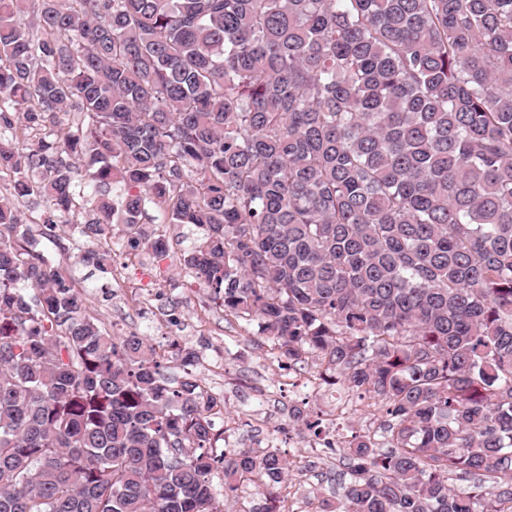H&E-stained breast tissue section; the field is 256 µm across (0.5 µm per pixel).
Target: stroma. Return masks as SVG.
Here are the masks:
<instances>
[{"instance_id":"35a3bbf8","label":"stroma","mask_w":512,"mask_h":512,"mask_svg":"<svg viewBox=\"0 0 512 512\" xmlns=\"http://www.w3.org/2000/svg\"><path fill=\"white\" fill-rule=\"evenodd\" d=\"M153 227L162 235L166 251L161 256L139 252L136 270L165 288L167 300L161 311L129 308L114 284L112 272H95L77 261L75 241L65 238L57 245L43 241L38 248L83 286L91 299L90 314L106 329L147 335L162 353H167L172 341L195 352L197 375L224 398V414L216 418L215 424L230 429L231 448L257 453L271 447L278 449L292 464L282 494L294 512H312L309 491L320 489L327 498L339 493L341 483L348 478L347 461L343 452L325 456L314 448V435L294 423L293 409L313 410L335 420L336 436L343 441L355 434L378 432L384 412L358 400L346 383L311 387V379L321 371L317 356L295 365L273 358L271 344L259 334L256 322L225 315L212 294L182 271L180 258L188 242L181 229L159 219ZM168 311L181 321L173 339L158 327ZM218 351L224 355L220 370L209 361Z\"/></svg>"}]
</instances>
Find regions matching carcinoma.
Segmentation results:
<instances>
[{
	"label": "carcinoma",
	"instance_id": "obj_1",
	"mask_svg": "<svg viewBox=\"0 0 512 512\" xmlns=\"http://www.w3.org/2000/svg\"><path fill=\"white\" fill-rule=\"evenodd\" d=\"M1 172L0 512H276L290 462L218 447L195 355L165 377L35 251L160 255L150 208L225 314L386 408L336 512H512V0H0Z\"/></svg>",
	"mask_w": 512,
	"mask_h": 512
}]
</instances>
